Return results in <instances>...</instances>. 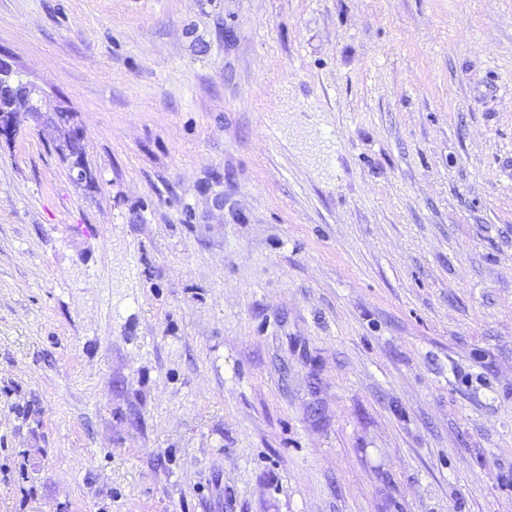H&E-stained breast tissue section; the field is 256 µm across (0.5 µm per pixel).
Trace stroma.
Segmentation results:
<instances>
[{
  "mask_svg": "<svg viewBox=\"0 0 512 512\" xmlns=\"http://www.w3.org/2000/svg\"><path fill=\"white\" fill-rule=\"evenodd\" d=\"M0 512H512V0H0ZM14 76L26 90L28 115L46 125H49L47 122L52 123L54 126H56L58 131L65 130L71 138H81L82 132L80 128L72 121L71 117L73 115L68 111L66 107H59L57 111L53 113L42 112L39 104L40 92L37 87L28 81H24L17 74V72L13 71L9 63L0 59V80H3L4 86H9L12 82H15ZM63 119L65 120V123L61 122Z\"/></svg>",
  "mask_w": 512,
  "mask_h": 512,
  "instance_id": "obj_1",
  "label": "stroma"
}]
</instances>
